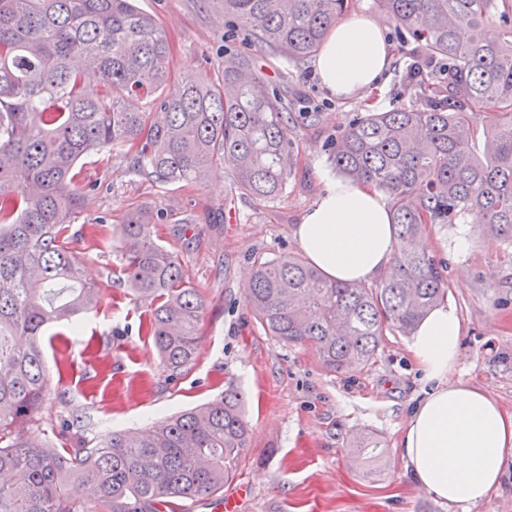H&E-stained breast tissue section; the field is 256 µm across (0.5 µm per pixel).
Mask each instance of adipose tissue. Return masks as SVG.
Returning <instances> with one entry per match:
<instances>
[{
  "label": "adipose tissue",
  "mask_w": 512,
  "mask_h": 512,
  "mask_svg": "<svg viewBox=\"0 0 512 512\" xmlns=\"http://www.w3.org/2000/svg\"><path fill=\"white\" fill-rule=\"evenodd\" d=\"M390 60L383 26L359 14L332 25L315 68L323 86L345 98L378 88ZM294 238L327 279L358 284L383 276L395 251L385 195L338 179L302 215ZM461 329L456 310L442 302L413 333L408 350L428 388L407 414L400 451L418 487L451 504L475 505L500 481L512 451V413L456 378Z\"/></svg>",
  "instance_id": "obj_1"
}]
</instances>
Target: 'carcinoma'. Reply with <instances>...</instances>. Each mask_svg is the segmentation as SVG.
<instances>
[{"label": "carcinoma", "instance_id": "cac0c4a2", "mask_svg": "<svg viewBox=\"0 0 512 512\" xmlns=\"http://www.w3.org/2000/svg\"><path fill=\"white\" fill-rule=\"evenodd\" d=\"M397 38L420 50L406 71L414 102L356 112L322 150L342 176L390 199L397 248L374 287L325 279L283 256L261 261L245 301L263 329L309 344L340 372L373 363L385 331L414 332L448 292L447 266L414 241L428 224H471L512 246V0H373ZM351 0H224L227 36L290 60L313 55ZM164 28L134 0H0V512H184L233 479L247 447L245 395H224L159 422L116 431L93 448L62 423L59 438L17 429L45 396L41 337L90 311L97 285L70 248L95 185L74 184L93 151L122 149L158 182L204 183L232 168L234 188L258 201L283 193L295 166L289 124L317 126L319 112H290L253 58L224 55V73H185L174 99L140 100L171 79ZM98 93L86 94L89 83ZM491 132L479 136L474 112ZM143 212L117 225L121 273L149 308L147 332L173 371L198 350L205 302ZM82 479L92 497L74 501Z\"/></svg>", "mask_w": 512, "mask_h": 512}]
</instances>
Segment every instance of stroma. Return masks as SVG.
<instances>
[{"label": "stroma", "mask_w": 512, "mask_h": 512, "mask_svg": "<svg viewBox=\"0 0 512 512\" xmlns=\"http://www.w3.org/2000/svg\"><path fill=\"white\" fill-rule=\"evenodd\" d=\"M166 29L177 75L224 68V0H136ZM248 50L263 79L281 89L293 112L323 113L315 127L291 125L298 167L271 202L241 196L229 172L205 184L160 183L135 173L129 155L102 150L83 158L78 182L90 192L72 230L71 249L88 281L99 288L95 308L79 331L61 329L45 344L48 393L20 437L54 438L59 422L85 416L83 439L136 428L205 403L233 386L246 396L249 441L225 494L247 486L241 512H512V452L499 485L479 504H449L420 489L398 442L406 412L425 383L408 351V338L385 332L373 364L333 373L308 345H284L267 335L244 298L258 261L299 255L292 230L334 177L321 145L353 113L410 104L403 75L415 41L392 52L377 90L348 98L322 85L314 58L288 61ZM156 219L154 235L185 269L205 301L197 358L173 371L158 357L145 327L146 306L121 283L120 248L112 227L138 211ZM106 226H98V218ZM458 224L426 226L429 254L448 264L449 305L462 324L455 375L493 394L512 413V248L494 237L471 235L461 251ZM381 441L377 458H354L358 441Z\"/></svg>", "instance_id": "1"}]
</instances>
